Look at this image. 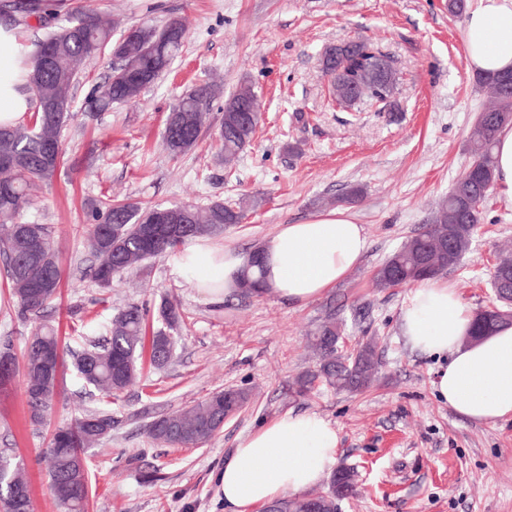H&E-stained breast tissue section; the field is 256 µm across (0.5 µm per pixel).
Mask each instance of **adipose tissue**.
I'll list each match as a JSON object with an SVG mask.
<instances>
[{"label":"adipose tissue","mask_w":512,"mask_h":512,"mask_svg":"<svg viewBox=\"0 0 512 512\" xmlns=\"http://www.w3.org/2000/svg\"><path fill=\"white\" fill-rule=\"evenodd\" d=\"M466 52L478 73L512 70V0H481L466 22ZM15 30L0 24V125L21 122L31 106L28 71L13 50ZM368 248L362 225L336 210L279 225L261 245L262 289L306 304L356 267ZM247 253L199 238L180 254L177 271L207 298L220 302L238 286ZM474 312L447 282L427 279L407 298L401 332L411 350L443 358L434 381L439 397L479 423L512 420V325L470 340ZM336 427L315 413H286L263 422L224 463L220 484L233 512H263L290 493L318 484L336 464Z\"/></svg>","instance_id":"obj_1"}]
</instances>
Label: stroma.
<instances>
[{
    "instance_id": "35a3bbf8",
    "label": "stroma",
    "mask_w": 512,
    "mask_h": 512,
    "mask_svg": "<svg viewBox=\"0 0 512 512\" xmlns=\"http://www.w3.org/2000/svg\"><path fill=\"white\" fill-rule=\"evenodd\" d=\"M92 5L122 27L187 23L170 69L144 91L139 105H113L88 116L91 90L112 73L105 55L72 89L71 117L62 129L64 157L42 184L24 221L53 230L61 288L38 321L21 319L0 269V350L21 357L36 323L53 326L67 351L57 398L41 424L31 423L22 378L0 389V449L25 464L35 512H59L46 492L41 459L55 429L91 412L112 415V433L86 452V512H231L220 474L240 439L262 421L313 412L336 426L337 463L358 472L355 496L337 512H512V422L481 424L440 401L433 381L438 361L413 352L400 331L410 291L375 288L380 265L427 224L436 202L470 162L469 133L489 97L467 59L465 16L445 0H58L55 18ZM367 39L397 69L395 111L336 106L319 58L328 45ZM213 80L198 145L172 157L163 142L172 105L194 85ZM249 83L262 118L251 145L232 168L216 160L224 98ZM349 205L369 242L360 264L326 294L303 305L266 294H237L214 304L177 272L178 253L144 262L100 287L97 260L86 242L92 206L104 196L143 204H191L241 197L260 206L245 223L214 237L244 252L281 224H297ZM512 245V208L490 195L485 219L462 263L444 274L471 309L495 300L491 270L496 246ZM181 313L177 347L164 368L143 361L137 382L113 397L89 388L72 351L85 337L104 336L113 314L147 310V331L161 297ZM333 316L345 324V348L375 339L383 367L363 392L320 386L307 396L293 382L316 359L307 333ZM221 388H242L250 401L201 445L169 448L148 435L159 416L192 406Z\"/></svg>"
}]
</instances>
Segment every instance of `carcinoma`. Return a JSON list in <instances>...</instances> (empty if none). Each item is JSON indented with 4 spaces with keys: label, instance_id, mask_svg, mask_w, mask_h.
I'll list each match as a JSON object with an SVG mask.
<instances>
[{
    "label": "carcinoma",
    "instance_id": "carcinoma-1",
    "mask_svg": "<svg viewBox=\"0 0 512 512\" xmlns=\"http://www.w3.org/2000/svg\"><path fill=\"white\" fill-rule=\"evenodd\" d=\"M35 0H0V21L15 25L36 9ZM137 40L113 39L112 26L93 8H82L67 21L47 32L29 53L31 70L26 90L35 100L30 118L13 126L0 127V263L7 269L18 315L39 316L53 300L61 273L54 250L52 231L46 224L22 221L34 192L53 176L63 154L49 159L45 148L60 143V131L70 118L69 89L76 77L110 51L119 66L102 88L86 100L87 112H104L114 104H129L154 85L170 68L186 36V25L171 18L160 27L145 25ZM322 70L330 80L331 93L340 104L391 102L395 85L393 60L371 42H346L330 46L322 54ZM477 82L495 99L482 110L470 131L471 160L433 213L426 229L408 240L388 257L374 276L375 287L385 290L413 285L435 278L457 267L469 251L473 236L484 220V208L495 185L494 144L499 129L512 123V72L481 75ZM210 83L186 91L166 116L163 139L166 150L179 157L193 149L202 134L206 111L215 96ZM258 97L249 85H242L224 100V119L218 137L219 155L229 167L250 145L261 118L248 111ZM259 206L257 199L215 202L205 209L193 206L184 218L152 238L142 228L161 205L143 207L137 203L99 200L90 214L88 244L97 257L93 279L102 287L113 278L145 261L176 249L186 240L219 236L243 223ZM260 262L251 258L248 270L238 282L241 296L260 295ZM46 278L55 287L38 288ZM157 319L165 328L146 336L145 313L136 305L112 317L108 337L73 355L74 367L88 386L110 397L132 385L138 378L139 359L144 351L167 348L176 351L177 338L170 335L180 321L177 305L161 299ZM343 323L328 317L313 330L310 343L318 361L315 368L298 376L295 391L310 393L318 384L341 391L369 388L377 379L381 364L377 342L369 340L347 353L341 348ZM46 347L63 358L64 347L51 328L41 326L29 337L23 354V377L31 420L39 423L51 410L57 394L58 377L40 367L39 349ZM249 400L242 389L214 392L188 409L165 414L149 425L151 438L167 446L191 447L223 429L217 416L237 414ZM112 432V415L92 412L53 433L45 459L52 497L62 512H85L89 496L87 470L75 474L69 464L73 456ZM28 484L25 465L7 451L0 452V512H17L10 494L14 485ZM357 474L342 467L333 474L328 488L317 494H303L281 502L282 512H336V500L355 495Z\"/></svg>",
    "mask_w": 512,
    "mask_h": 512
}]
</instances>
